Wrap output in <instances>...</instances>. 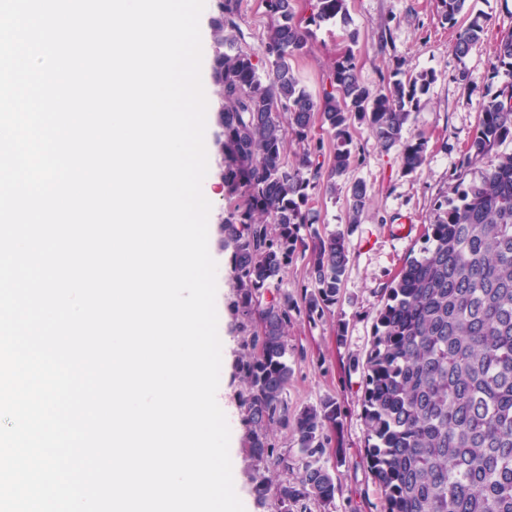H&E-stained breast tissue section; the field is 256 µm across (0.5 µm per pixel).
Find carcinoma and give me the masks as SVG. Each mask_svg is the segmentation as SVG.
Listing matches in <instances>:
<instances>
[{
	"label": "carcinoma",
	"instance_id": "cac0c4a2",
	"mask_svg": "<svg viewBox=\"0 0 512 512\" xmlns=\"http://www.w3.org/2000/svg\"><path fill=\"white\" fill-rule=\"evenodd\" d=\"M212 2L224 31L213 78L222 98L224 247L242 334L240 408L253 491L267 512H322L338 491L320 458L339 411L330 397L289 407L288 324L331 314L349 255L345 233L313 227L310 204L319 192L341 196L348 223L359 222L370 194L347 175L361 130L396 151L404 171L425 162V142L404 132L435 75L395 70L375 87L364 84L353 29L329 88L315 97L292 62L308 51L309 26L347 21L346 0H315L306 22L296 18L295 0H263L269 23L255 52L241 46V0ZM466 2L438 0L441 22L456 27ZM484 24L475 15L457 27L458 58L478 46ZM494 58L508 80L476 99V133L435 204L426 246L386 289L374 319L360 388L366 458L384 512H512V152L500 150L512 142V31ZM317 121L327 138L314 133ZM298 258L312 289L264 301ZM274 428L291 433L299 455L272 442Z\"/></svg>",
	"mask_w": 512,
	"mask_h": 512
}]
</instances>
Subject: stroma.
Returning a JSON list of instances; mask_svg holds the SVG:
<instances>
[{
    "label": "stroma",
    "mask_w": 512,
    "mask_h": 512,
    "mask_svg": "<svg viewBox=\"0 0 512 512\" xmlns=\"http://www.w3.org/2000/svg\"><path fill=\"white\" fill-rule=\"evenodd\" d=\"M467 8L469 14L486 15L489 25L481 43L462 60L453 51L454 29L438 17L437 0H347L349 26L328 22L314 27L309 51L293 63L306 89L319 93L345 46V30L351 27L359 32L354 52L367 85L379 84L395 66L406 73L426 70L436 76L408 130L409 136L426 144L424 165L404 172L396 152H384L373 139L356 136L357 162L349 177L363 181L371 196L361 224L347 227L343 198L323 195L312 204L320 233L346 231L349 267L335 314L315 324L300 318L288 328L293 374L287 398L291 407L302 408L331 396L340 409L339 425L321 458L342 487L328 512H383V495L365 461L361 416V368L374 317L386 288L424 247L434 205L447 190L477 128L480 115L470 90L457 81L458 71L467 69L487 95L495 94L506 80L491 62L497 41L512 30V0H468ZM386 28L392 38L384 45L380 36ZM208 238L217 263L216 310L222 337L219 386L233 409L227 422L234 450V487L245 512H263L253 493L254 462L244 450L245 428L237 410L243 389L237 370L241 335L232 311L230 253L224 248L220 225L209 224Z\"/></svg>",
    "instance_id": "35a3bbf8"
}]
</instances>
